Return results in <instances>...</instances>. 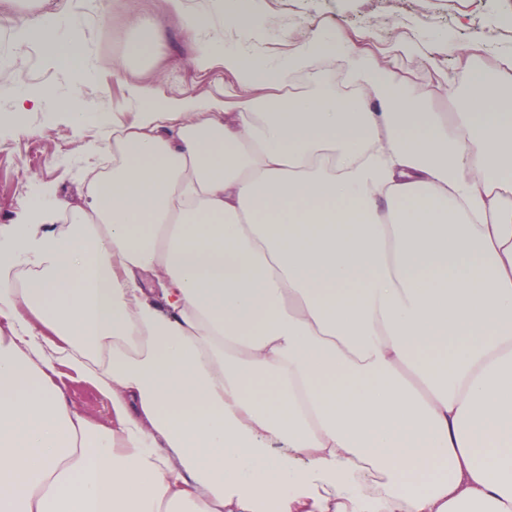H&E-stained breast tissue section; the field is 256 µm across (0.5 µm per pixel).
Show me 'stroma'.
Listing matches in <instances>:
<instances>
[{"mask_svg": "<svg viewBox=\"0 0 512 512\" xmlns=\"http://www.w3.org/2000/svg\"><path fill=\"white\" fill-rule=\"evenodd\" d=\"M139 6L156 17L163 36L149 56L131 59L128 48L137 32L129 21L127 0H0V58L14 72L33 62L31 46H16L15 29L23 19L43 12L85 18L88 56L96 72L95 80L86 81L42 58L36 61L39 79L0 83V225L12 223L45 184L54 187L57 200L78 202L93 176L111 165V152L88 163L81 148L98 141L100 123L111 122L113 113L129 112L127 81L150 85L172 99H223V66L196 71L191 37L163 13L159 0H139ZM260 10L265 27L251 36L254 44L272 46L288 36L306 40L355 28L369 31L379 44L404 39L421 50L447 36L465 42L480 35L489 47L512 46V11L504 0H261ZM121 58L128 61L123 80L112 70L114 60ZM396 65L412 72L419 92L432 100L436 111L456 112L464 106V99L448 97L449 81L464 76L454 59L442 60L439 77L428 73L420 54L399 58ZM48 89L61 98L79 94L87 99L92 110L84 124L76 125L56 108L17 109L18 95L35 100ZM54 381L71 410L98 427H111V400L94 384L61 364Z\"/></svg>", "mask_w": 512, "mask_h": 512, "instance_id": "1", "label": "stroma"}]
</instances>
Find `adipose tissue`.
Listing matches in <instances>:
<instances>
[{"label":"adipose tissue","instance_id":"1","mask_svg":"<svg viewBox=\"0 0 512 512\" xmlns=\"http://www.w3.org/2000/svg\"><path fill=\"white\" fill-rule=\"evenodd\" d=\"M163 5L231 89L128 84L71 222L48 192L0 225V512H512V47L448 41L445 114L412 42L227 51L257 5ZM19 37L93 72L77 18ZM395 64L398 68L413 73L419 92L433 101L436 112H458L464 106V98L448 99V83L440 77L430 75L420 55L398 58ZM53 379L61 387L71 410L100 428L112 427L111 400L94 384L61 364L56 365Z\"/></svg>","mask_w":512,"mask_h":512}]
</instances>
